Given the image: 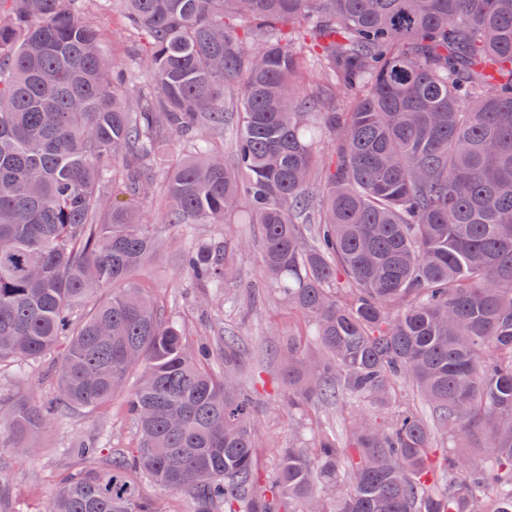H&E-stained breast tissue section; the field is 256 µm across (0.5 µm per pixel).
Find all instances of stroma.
<instances>
[{
	"label": "stroma",
	"mask_w": 512,
	"mask_h": 512,
	"mask_svg": "<svg viewBox=\"0 0 512 512\" xmlns=\"http://www.w3.org/2000/svg\"><path fill=\"white\" fill-rule=\"evenodd\" d=\"M126 204L168 240L144 275L153 294L189 331L206 337L219 332L237 337L233 371L243 383L257 377L263 381L255 408L261 437L258 469L263 477L272 476L279 448L294 434L311 431L304 417L288 409L281 367L274 355L280 343L296 332L301 316L289 313L285 304L269 294L260 273L258 248L235 253L238 275L225 283L221 295H212L187 275L182 266L183 247L197 238L224 237L223 225L173 227L162 223L154 198L130 197ZM52 364V358L46 357L0 365V395L19 393L37 403L47 402L54 395L56 382ZM123 403L119 396L106 408L67 414L59 425L38 436L37 453L0 448V512H45L59 481L83 467L70 452L74 445L99 448L95 460L99 467L109 465L114 450L135 447L136 426Z\"/></svg>",
	"instance_id": "1"
}]
</instances>
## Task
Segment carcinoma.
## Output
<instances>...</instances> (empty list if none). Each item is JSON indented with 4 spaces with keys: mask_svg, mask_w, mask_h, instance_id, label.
<instances>
[{
    "mask_svg": "<svg viewBox=\"0 0 512 512\" xmlns=\"http://www.w3.org/2000/svg\"><path fill=\"white\" fill-rule=\"evenodd\" d=\"M95 2L136 36L131 61L85 0H0V362L66 341L52 401L0 397V447L139 374L137 447L64 479L47 512H168L144 480L186 512H512V0ZM228 80L230 162L210 136ZM157 185L165 224L260 226L265 281L319 339L276 349L288 409L389 414L298 436L263 497L235 339L214 374L218 351L141 278L165 240L118 197ZM230 244L253 241H196L185 271L224 287Z\"/></svg>",
    "mask_w": 512,
    "mask_h": 512,
    "instance_id": "carcinoma-1",
    "label": "carcinoma"
}]
</instances>
